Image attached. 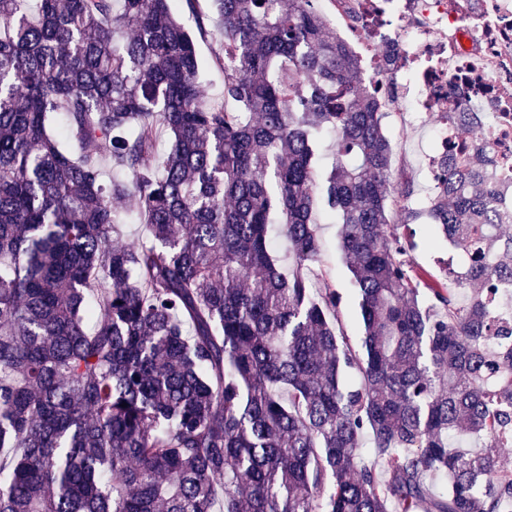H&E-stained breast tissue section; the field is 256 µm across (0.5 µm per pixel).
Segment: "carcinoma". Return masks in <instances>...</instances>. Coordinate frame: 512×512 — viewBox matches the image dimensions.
<instances>
[{
	"label": "carcinoma",
	"instance_id": "1",
	"mask_svg": "<svg viewBox=\"0 0 512 512\" xmlns=\"http://www.w3.org/2000/svg\"><path fill=\"white\" fill-rule=\"evenodd\" d=\"M177 2L0 0V512H512L489 153L437 162L434 238L467 259L442 281L407 259L381 98L317 0H209L222 101ZM131 196L150 238L115 246ZM319 223L318 232L322 241L319 267L329 285L336 288V291L343 297L344 328L347 335L355 340L361 335V326L356 315L346 304L347 299L354 293V288L338 248L339 224L327 223L322 216L319 218Z\"/></svg>",
	"mask_w": 512,
	"mask_h": 512
}]
</instances>
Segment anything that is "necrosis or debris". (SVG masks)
Here are the masks:
<instances>
[{
  "mask_svg": "<svg viewBox=\"0 0 512 512\" xmlns=\"http://www.w3.org/2000/svg\"><path fill=\"white\" fill-rule=\"evenodd\" d=\"M352 46L370 83L387 87L384 105L417 121L432 119L428 172L446 147L457 156L490 150L485 174L496 189V223L512 222V0H361ZM398 61L386 67L388 51ZM470 115L483 135L472 140L441 119Z\"/></svg>",
  "mask_w": 512,
  "mask_h": 512,
  "instance_id": "obj_1",
  "label": "necrosis or debris"
}]
</instances>
